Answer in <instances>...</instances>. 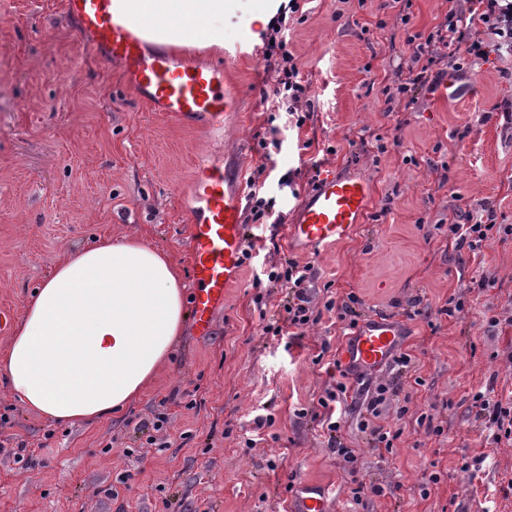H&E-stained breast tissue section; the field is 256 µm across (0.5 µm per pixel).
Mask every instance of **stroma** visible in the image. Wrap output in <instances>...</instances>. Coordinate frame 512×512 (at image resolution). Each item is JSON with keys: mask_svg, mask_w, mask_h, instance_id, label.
<instances>
[{"mask_svg": "<svg viewBox=\"0 0 512 512\" xmlns=\"http://www.w3.org/2000/svg\"><path fill=\"white\" fill-rule=\"evenodd\" d=\"M396 15L385 0H307L287 14L286 49L310 84L305 124L270 106L263 55L241 58L230 78L243 106L217 146L152 111L118 64L90 54L65 0H0V309L13 320L59 258L103 237L139 234L192 285L193 175L209 153L223 152L240 179L260 171L282 218L261 226V249L209 334L186 319L172 359L125 410L51 424L0 381V440L34 448L19 464L0 455V512H289L303 481L325 486L331 512H512V445L495 443L471 412L477 392L512 395V243L456 252L437 226L485 202L512 224V127L498 111L512 103V57L461 75L476 86L468 99L441 107L420 90L415 104L387 111L384 88L410 62L391 38ZM400 119L402 141L386 154L354 145L364 130L392 138ZM315 159L374 187L364 223L320 252L291 247L286 235ZM288 258L313 264L319 319L303 335L271 336L253 279ZM484 275L495 287L475 288ZM351 292L362 317L405 318L402 349L414 359L351 377L342 433L357 451L352 466L306 413L349 337L325 304ZM451 297L463 311L446 312ZM411 308L417 316L405 317ZM390 382L402 394L381 406L379 422L402 434L382 454L360 421L375 387ZM161 414L166 430L147 444L136 425ZM423 414L441 436L417 425ZM434 470L441 480L421 498ZM355 478L381 494L353 499Z\"/></svg>", "mask_w": 512, "mask_h": 512, "instance_id": "1", "label": "stroma"}]
</instances>
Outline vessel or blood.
Returning <instances> with one entry per match:
<instances>
[{
	"label": "vessel or blood",
	"mask_w": 512,
	"mask_h": 512,
	"mask_svg": "<svg viewBox=\"0 0 512 512\" xmlns=\"http://www.w3.org/2000/svg\"><path fill=\"white\" fill-rule=\"evenodd\" d=\"M68 11L89 33L88 50L107 53L123 70L127 83L155 112H168L189 128L216 136L237 114L240 97L226 77L224 61L200 64L191 56L156 49L112 9V0H66ZM221 156L198 164L194 187L200 202L191 226L193 290L191 308L200 335H207L215 309L243 275L244 193ZM373 197L370 182L323 171L296 207L289 226L294 246L328 248L348 239L363 223ZM406 329L399 319L372 316L353 333L342 351L343 362L360 373L383 367L400 347ZM292 512H329L326 490L305 483Z\"/></svg>",
	"instance_id": "vessel-or-blood-1"
}]
</instances>
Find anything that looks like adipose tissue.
Instances as JSON below:
<instances>
[{"label": "adipose tissue", "instance_id": "adipose-tissue-1", "mask_svg": "<svg viewBox=\"0 0 512 512\" xmlns=\"http://www.w3.org/2000/svg\"><path fill=\"white\" fill-rule=\"evenodd\" d=\"M232 0H113L150 42L223 47ZM169 257L132 234L60 259L26 303L0 376L27 409L84 425L137 399L166 364L187 313Z\"/></svg>", "mask_w": 512, "mask_h": 512}]
</instances>
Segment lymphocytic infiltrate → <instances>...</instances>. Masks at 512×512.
Masks as SVG:
<instances>
[{"mask_svg":"<svg viewBox=\"0 0 512 512\" xmlns=\"http://www.w3.org/2000/svg\"><path fill=\"white\" fill-rule=\"evenodd\" d=\"M407 34L404 43L410 52L407 71L396 72V93L408 96L418 88L433 86L437 78L433 73L438 48L451 49L458 56L460 65H470L487 60L490 54L512 55V0H448V17L429 34L410 32V15L399 17ZM284 17L272 18L268 49H280L282 56L275 61V87L272 105L274 108L297 112L309 87L305 84L293 54L287 53ZM512 241V225L496 221L493 205H482L477 212H459L448 222V243L454 249L481 251L492 242ZM313 274L311 265H302L293 259H285L280 268L267 275L269 282L288 291L287 300L282 301L277 314L269 318L265 332L275 336H289L305 329L311 322L313 311L307 285ZM340 379L319 396L312 410L323 431L328 435L331 448L344 461L356 463L355 449L344 445L341 420L336 415L338 404L347 398V371H340ZM472 407L481 424L492 430L495 442L512 444V396L499 400L489 393L479 392L473 397Z\"/></svg>","mask_w":512,"mask_h":512,"instance_id":"obj_1","label":"lymphocytic infiltrate"}]
</instances>
